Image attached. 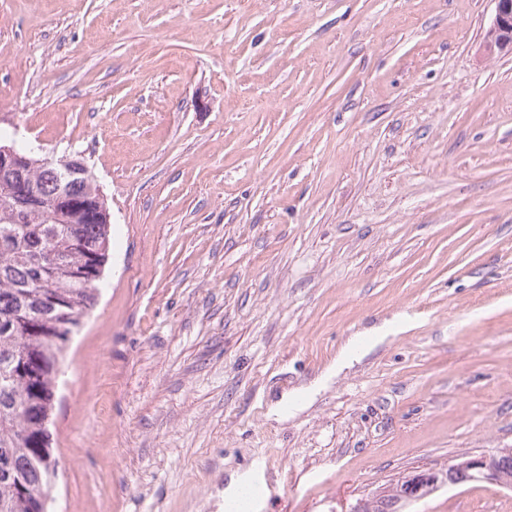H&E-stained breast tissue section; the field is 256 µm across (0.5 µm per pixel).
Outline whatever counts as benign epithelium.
Listing matches in <instances>:
<instances>
[{"label":"benign epithelium","mask_w":512,"mask_h":512,"mask_svg":"<svg viewBox=\"0 0 512 512\" xmlns=\"http://www.w3.org/2000/svg\"><path fill=\"white\" fill-rule=\"evenodd\" d=\"M494 15L484 35L480 52L485 56L512 53V0H493ZM56 161L34 158L32 152H20L15 147L0 144V171L21 170L34 165L51 166ZM409 483L406 493L394 485L384 491L356 501L349 512H405L420 501L445 486L487 482L512 489V448H496L490 452L470 454L452 460L441 469L414 470L400 479Z\"/></svg>","instance_id":"obj_1"}]
</instances>
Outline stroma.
<instances>
[{"instance_id":"1","label":"stroma","mask_w":512,"mask_h":512,"mask_svg":"<svg viewBox=\"0 0 512 512\" xmlns=\"http://www.w3.org/2000/svg\"><path fill=\"white\" fill-rule=\"evenodd\" d=\"M493 0H0V131L85 159L101 295L54 411L55 512H349L512 446V55ZM394 337L269 416L342 345ZM512 512L445 487L414 512ZM494 15L484 35L480 52L484 56L512 53V1L493 0Z\"/></svg>"}]
</instances>
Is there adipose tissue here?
Returning a JSON list of instances; mask_svg holds the SVG:
<instances>
[{
	"label": "adipose tissue",
	"mask_w": 512,
	"mask_h": 512,
	"mask_svg": "<svg viewBox=\"0 0 512 512\" xmlns=\"http://www.w3.org/2000/svg\"><path fill=\"white\" fill-rule=\"evenodd\" d=\"M390 330L391 325L386 322L372 329L369 335L351 337L339 351L329 369L314 380L312 386L293 391L290 396L289 407H276L274 410L275 415L282 417L285 416L287 409L299 410L307 406L315 390L327 387L344 370L350 369L356 363L362 362L377 348L385 344Z\"/></svg>",
	"instance_id": "ef3b65f1"
}]
</instances>
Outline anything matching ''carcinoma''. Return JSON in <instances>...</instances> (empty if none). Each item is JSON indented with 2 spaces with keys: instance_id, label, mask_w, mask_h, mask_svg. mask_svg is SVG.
<instances>
[{
  "instance_id": "carcinoma-1",
  "label": "carcinoma",
  "mask_w": 512,
  "mask_h": 512,
  "mask_svg": "<svg viewBox=\"0 0 512 512\" xmlns=\"http://www.w3.org/2000/svg\"><path fill=\"white\" fill-rule=\"evenodd\" d=\"M0 171V512H51L58 458L50 430L66 351L99 298L110 225L91 174ZM24 187L54 218L12 208Z\"/></svg>"
}]
</instances>
